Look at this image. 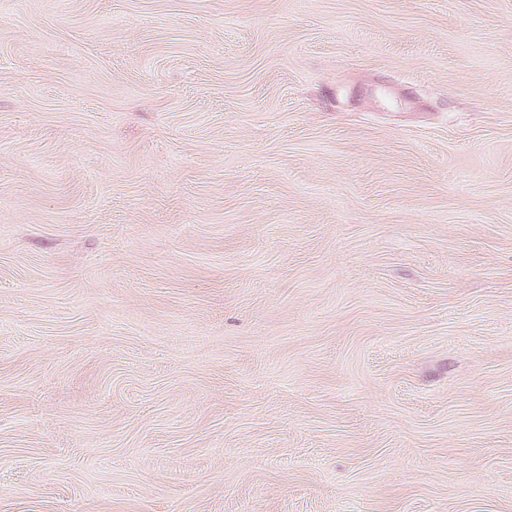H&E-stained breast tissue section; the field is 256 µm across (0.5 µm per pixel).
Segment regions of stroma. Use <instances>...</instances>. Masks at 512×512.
I'll return each mask as SVG.
<instances>
[{"label": "stroma", "mask_w": 512, "mask_h": 512, "mask_svg": "<svg viewBox=\"0 0 512 512\" xmlns=\"http://www.w3.org/2000/svg\"><path fill=\"white\" fill-rule=\"evenodd\" d=\"M0 512H512V0H0Z\"/></svg>", "instance_id": "stroma-1"}]
</instances>
